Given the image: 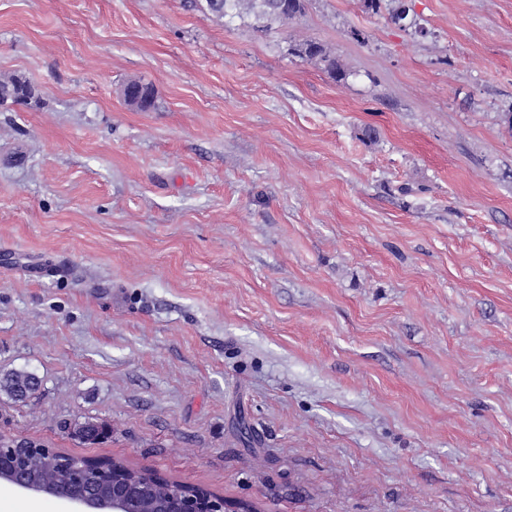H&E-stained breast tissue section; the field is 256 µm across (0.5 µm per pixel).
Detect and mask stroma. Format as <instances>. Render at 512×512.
<instances>
[{"label":"stroma","mask_w":512,"mask_h":512,"mask_svg":"<svg viewBox=\"0 0 512 512\" xmlns=\"http://www.w3.org/2000/svg\"><path fill=\"white\" fill-rule=\"evenodd\" d=\"M407 5L0 0L40 97L0 107V374L41 380L0 431L261 512H512V0ZM280 6H283L280 9ZM248 10L256 18L260 31H271L301 16L306 10V0H222L219 16L233 19ZM291 53L297 57L323 62L327 71L338 81L345 79L346 74L337 67L335 59L331 58L327 49L316 41H304L296 44ZM65 427L71 436L82 443H102L109 435L107 424L95 420L87 419L83 422H76L73 426L69 424L68 427L67 425Z\"/></svg>","instance_id":"35a3bbf8"}]
</instances>
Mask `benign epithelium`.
Listing matches in <instances>:
<instances>
[{
    "instance_id": "7a95c632",
    "label": "benign epithelium",
    "mask_w": 512,
    "mask_h": 512,
    "mask_svg": "<svg viewBox=\"0 0 512 512\" xmlns=\"http://www.w3.org/2000/svg\"><path fill=\"white\" fill-rule=\"evenodd\" d=\"M18 448L64 454L35 439L1 433L0 482L63 501L74 512H229L224 496L217 492L165 479L112 457H80L63 480L39 484L30 479Z\"/></svg>"
}]
</instances>
